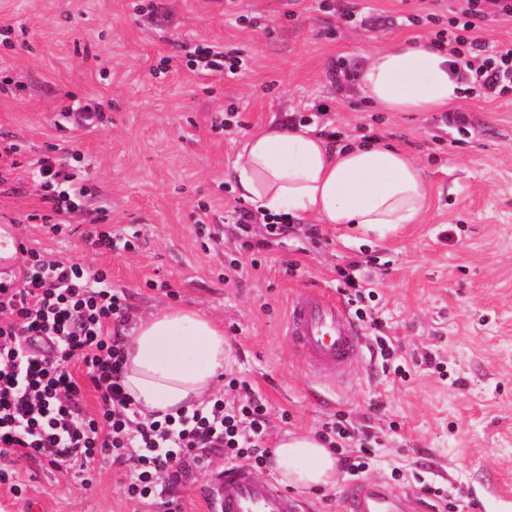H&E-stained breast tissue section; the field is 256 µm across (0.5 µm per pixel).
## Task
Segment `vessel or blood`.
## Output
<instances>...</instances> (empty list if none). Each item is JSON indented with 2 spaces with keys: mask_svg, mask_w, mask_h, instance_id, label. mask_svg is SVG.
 Instances as JSON below:
<instances>
[{
  "mask_svg": "<svg viewBox=\"0 0 512 512\" xmlns=\"http://www.w3.org/2000/svg\"><path fill=\"white\" fill-rule=\"evenodd\" d=\"M286 338L314 375L328 384L343 381L362 348L360 327L344 307L319 294L295 298L286 319ZM350 512H408L409 505L384 484L352 482ZM214 512H299L298 501L276 482L258 478L245 465L225 468L212 488Z\"/></svg>",
  "mask_w": 512,
  "mask_h": 512,
  "instance_id": "b4317fda",
  "label": "vessel or blood"
}]
</instances>
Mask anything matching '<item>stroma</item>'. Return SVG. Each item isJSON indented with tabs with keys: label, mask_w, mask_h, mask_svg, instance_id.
I'll list each match as a JSON object with an SVG mask.
<instances>
[{
	"label": "stroma",
	"mask_w": 512,
	"mask_h": 512,
	"mask_svg": "<svg viewBox=\"0 0 512 512\" xmlns=\"http://www.w3.org/2000/svg\"><path fill=\"white\" fill-rule=\"evenodd\" d=\"M0 0V146L17 145L13 180L0 191V219L18 224L27 247L50 260L105 270L131 318L179 305L220 322L231 346L225 377L248 380L268 401V446L290 433L343 421L337 459L376 444L365 479L387 484L418 512H512V97L467 96L437 112H382L361 93L368 54L397 41H425L412 15L447 20L466 0H352L344 22L330 0ZM200 43L234 49L248 69L201 76L176 59ZM346 79H337V71ZM101 105L98 127L64 117ZM235 105L238 124L212 128ZM303 123L340 142L381 139L410 152L428 185L419 223L380 239L326 224H298L252 256L235 224L243 202L233 167L244 140L270 125ZM79 150L89 194L67 216L71 234L43 226L31 163L47 151ZM100 227L131 239L99 253L83 232ZM214 237L198 230V219ZM363 262L372 292L362 299V352L344 386L317 381L288 348L285 320L296 296L342 297L336 270ZM389 337L383 363L376 335ZM408 375L394 377L395 364ZM223 452L183 485L182 512H210L201 489L226 467ZM25 489L0 484V512H165L133 502L121 476L100 463L88 475L11 452L0 469ZM440 487L441 497L420 488ZM350 482L298 492L302 512H344Z\"/></svg>",
	"instance_id": "obj_1"
}]
</instances>
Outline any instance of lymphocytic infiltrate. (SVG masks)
Returning <instances> with one entry per match:
<instances>
[{
  "label": "lymphocytic infiltrate",
  "mask_w": 512,
  "mask_h": 512,
  "mask_svg": "<svg viewBox=\"0 0 512 512\" xmlns=\"http://www.w3.org/2000/svg\"><path fill=\"white\" fill-rule=\"evenodd\" d=\"M467 9L435 31L432 47L463 63L482 95L512 94V41L487 48L474 35L487 4L512 14V0H468ZM193 71L238 74L235 52L201 43L189 50ZM31 173L52 214L79 211L87 195L67 164L45 156ZM20 284L0 285V453L81 471L97 460L125 468L123 489L133 501L157 497L166 512H181L177 491L191 471L203 469L213 451L267 467V402L244 380L230 379L231 398L160 420L143 419L123 386L125 331L130 322L124 293L105 272L74 262L48 261L28 250ZM82 366L100 397L97 414L84 408L73 366Z\"/></svg>",
  "instance_id": "obj_1"
}]
</instances>
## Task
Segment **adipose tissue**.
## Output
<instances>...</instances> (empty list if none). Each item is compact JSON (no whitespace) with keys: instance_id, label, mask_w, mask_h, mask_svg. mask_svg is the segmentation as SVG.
I'll list each match as a JSON object with an SVG mask.
<instances>
[{"instance_id":"adipose-tissue-1","label":"adipose tissue","mask_w":512,"mask_h":512,"mask_svg":"<svg viewBox=\"0 0 512 512\" xmlns=\"http://www.w3.org/2000/svg\"><path fill=\"white\" fill-rule=\"evenodd\" d=\"M448 54L396 42L369 54L358 75L384 112H435L460 105L466 84ZM236 190L260 214L358 226L387 237L416 223L427 186L408 154L381 141L335 147L301 125L251 135L235 165ZM224 330L199 313L166 306L140 320L126 342L124 386L144 415L163 419L203 405L224 369ZM282 480L315 490L336 481V458L311 436L277 446Z\"/></svg>"}]
</instances>
